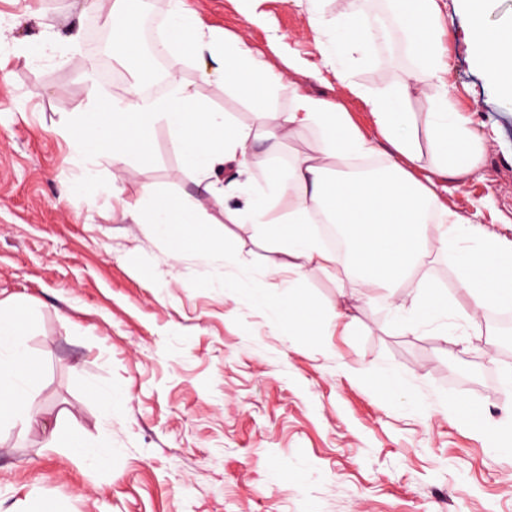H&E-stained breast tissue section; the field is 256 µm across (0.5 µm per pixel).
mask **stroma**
<instances>
[{"label":"stroma","instance_id":"1","mask_svg":"<svg viewBox=\"0 0 512 512\" xmlns=\"http://www.w3.org/2000/svg\"><path fill=\"white\" fill-rule=\"evenodd\" d=\"M377 32L366 54L346 64L353 82L398 86L419 56L400 30H386L378 0H353ZM207 23L283 62L273 35L309 65L291 74L275 104L294 90L329 94L367 136L366 104L336 85L301 0H185ZM447 50L449 101L470 121L485 151L478 172L439 182L441 203L470 222L512 239V97L494 84L469 38L464 0H438ZM258 14L263 25L248 23ZM52 28H45V20ZM112 19L95 0H0V300L26 298V344L38 364L25 426L0 420V512H512V452H495L512 434V359L486 345L484 324L468 317L447 250L433 244L423 273L446 294L455 336L396 323L399 309L381 289L337 281L308 268L296 281L319 313L308 336L289 334L280 310L286 277L269 275L278 253L247 224L200 192L164 124L151 150L130 165L110 154L79 157L64 137L93 99L124 95L104 84L90 49L93 31ZM52 36L54 52L32 49ZM195 95L239 125L253 122V100L181 73ZM312 127L286 139L266 163L240 178L241 195L266 191L300 152H313ZM98 178L65 196L61 183ZM118 186L120 199L110 188ZM150 186L199 204L212 254L174 259L150 225L123 218L120 200ZM348 317L341 324L335 310ZM386 375V395L370 382ZM116 390L112 405L101 393ZM479 403L491 421L473 432L460 400ZM62 422L106 462L45 447Z\"/></svg>","mask_w":512,"mask_h":512}]
</instances>
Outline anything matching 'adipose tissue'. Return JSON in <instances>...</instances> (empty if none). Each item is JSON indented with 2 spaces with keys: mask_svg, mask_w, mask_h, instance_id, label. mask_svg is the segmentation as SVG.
Returning a JSON list of instances; mask_svg holds the SVG:
<instances>
[{
  "mask_svg": "<svg viewBox=\"0 0 512 512\" xmlns=\"http://www.w3.org/2000/svg\"><path fill=\"white\" fill-rule=\"evenodd\" d=\"M306 2L308 23L316 34L334 28L336 42L324 49L327 64L337 84L369 107L375 137L362 133L347 112L323 95L298 91L286 111L275 109L271 102L278 88L285 85L289 72L302 69V61L292 56L284 69H274L224 29L206 24L195 11L186 8L184 0H169L164 42L170 51L166 94L145 100L140 85L135 83L122 99L102 102L92 111L81 113L73 150L89 159L108 148L116 163H124L148 153L151 129L157 122H164L183 150L186 167L205 180L209 193L224 201L236 185L217 179L220 168L227 166L244 173L258 159L254 147L260 140H268L276 148L280 131L298 133L319 127L323 138L318 149L296 155L286 179L273 181L274 196H292L287 218H272L274 197H249L238 207L224 211L233 223L252 225L284 255V262L272 264L270 274L285 268L299 276L310 266L335 267L340 277L361 279L367 287L401 286L408 295L419 296L426 286L421 271L430 257L427 216L434 213L444 226L440 239L463 234L484 244L479 257L467 251L454 256L471 313L511 308L512 241L495 237L483 225L462 222L439 203L432 187L414 178L410 171L420 155L407 103L413 94L426 88L433 91L428 125L437 155L435 175L445 178L474 174L482 159L479 137L448 100V64L437 0H389L408 45L419 50L420 62L404 85L375 89L352 82L341 62L343 56L365 52L371 46L375 35L369 26L350 9L330 17L323 9L324 0ZM470 39L479 60L488 65L501 89L512 97V29L490 36L474 28ZM189 59L215 83L240 92L252 87L264 90V97L255 104L254 125L233 123L189 90L181 78L182 67ZM383 143L399 158L387 173L339 171L328 164L332 158L344 160L374 153ZM122 209L124 216L135 221L147 217L172 257L223 248L204 230L202 215L191 201H165L147 187L141 200L123 202ZM321 217L342 225L349 247L348 263H340L337 254L315 244L309 226ZM26 309L21 299L0 304V419L24 424L32 419L28 401L34 383L23 323Z\"/></svg>",
  "mask_w": 512,
  "mask_h": 512,
  "instance_id": "ef3b65f1",
  "label": "adipose tissue"
}]
</instances>
